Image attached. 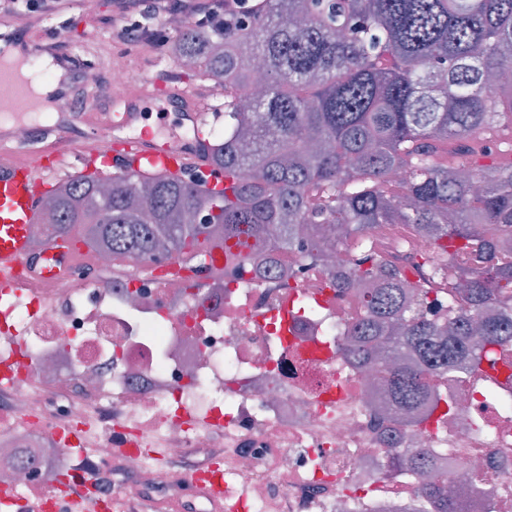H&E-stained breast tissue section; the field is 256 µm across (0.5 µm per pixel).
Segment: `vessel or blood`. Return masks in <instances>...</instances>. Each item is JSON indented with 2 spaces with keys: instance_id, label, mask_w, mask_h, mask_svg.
<instances>
[{
  "instance_id": "1",
  "label": "vessel or blood",
  "mask_w": 512,
  "mask_h": 512,
  "mask_svg": "<svg viewBox=\"0 0 512 512\" xmlns=\"http://www.w3.org/2000/svg\"><path fill=\"white\" fill-rule=\"evenodd\" d=\"M34 58L50 61L57 69L62 66L57 49L29 31L17 32L8 49L0 52V114H20L35 101V85L22 71ZM155 97L154 83H137L125 98L113 101L105 119L110 128L106 141L85 139L77 153L62 132L51 127L43 129L42 145L32 151L22 153L0 141V293L20 294L28 284V269L40 262L46 283L59 285L61 266L75 259V249L59 240L49 244L41 258L29 250L38 201L52 181L68 171L71 154H78L84 169L101 161L115 172L137 176L201 168L200 155L209 145L204 135L209 103L195 91L168 86L163 109L176 114L179 126L188 132L175 153L168 139L141 127L144 105Z\"/></svg>"
}]
</instances>
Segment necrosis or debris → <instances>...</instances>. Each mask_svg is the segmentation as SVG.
<instances>
[{"label": "necrosis or debris", "instance_id": "1", "mask_svg": "<svg viewBox=\"0 0 512 512\" xmlns=\"http://www.w3.org/2000/svg\"><path fill=\"white\" fill-rule=\"evenodd\" d=\"M141 73L110 58L80 67L100 96L124 98ZM242 267L202 273L194 286L172 274L169 254L116 258L95 248L68 265L64 283L0 301V489L23 502L38 494L60 512L55 472L94 469L99 494L178 503L181 512H215L206 485L214 448L224 449V512H418L414 484L390 469L399 448L443 449L438 479L466 512H512V381L494 371L452 376L458 400L440 432L406 427V417L371 403L373 372L343 354H312L366 313L352 291L330 289L346 269L338 251L313 265L272 240L244 250ZM122 266L119 280L100 271ZM313 313L277 330L297 296ZM94 424L87 459L58 439L66 424ZM158 435L168 455L199 463L189 479L147 453L121 452L128 435Z\"/></svg>", "mask_w": 512, "mask_h": 512}]
</instances>
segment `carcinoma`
Listing matches in <instances>:
<instances>
[{
	"label": "carcinoma",
	"mask_w": 512,
	"mask_h": 512,
	"mask_svg": "<svg viewBox=\"0 0 512 512\" xmlns=\"http://www.w3.org/2000/svg\"><path fill=\"white\" fill-rule=\"evenodd\" d=\"M173 54L224 83V137L206 155L222 188L80 175L43 197L50 235L80 224V242L116 256L204 262L271 234L290 252L309 226L311 261L324 247L349 254L350 276L332 285L366 287L367 315L336 352L378 368L411 422L440 428L455 401L432 390L512 346V161L480 140L512 122V0H261L221 28L181 29ZM253 58L269 77L260 95ZM383 224L425 237L428 253L385 261ZM398 461L420 478L423 512H458L445 483L422 480L428 450Z\"/></svg>",
	"instance_id": "cac0c4a2"
}]
</instances>
